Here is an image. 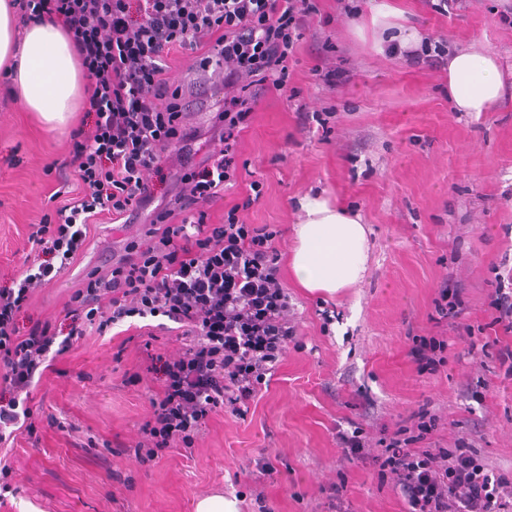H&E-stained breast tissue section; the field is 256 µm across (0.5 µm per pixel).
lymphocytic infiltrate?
<instances>
[{
  "mask_svg": "<svg viewBox=\"0 0 512 512\" xmlns=\"http://www.w3.org/2000/svg\"><path fill=\"white\" fill-rule=\"evenodd\" d=\"M20 23L51 16L71 41L91 92L89 121L71 134L69 164L77 188L32 225L27 242L35 272L0 285V446L34 435L29 407L37 376L53 352H65L89 331L105 333L125 319L164 317L186 337L176 357L148 354L146 369L161 383L150 399L140 438L128 456L141 465L174 447L192 448L213 414L246 415L297 333L278 265L277 231L247 224L261 185L231 206L222 221L212 207L236 181L235 147L266 84L283 88L288 59L318 13L317 0H10ZM193 52L224 70L212 150L193 161L197 133L171 80L176 55ZM176 153H169L170 145ZM165 204L154 209L157 192ZM155 215L144 237L87 276L60 322L20 324L32 293L55 278L87 246L91 225L133 223ZM438 335L415 338L407 353L418 374L444 362L446 336L458 331L457 290L440 289ZM419 414L415 433L381 438L375 456L392 476L405 512H500L512 496V474L480 459L466 441L453 448H417L436 428Z\"/></svg>",
  "mask_w": 512,
  "mask_h": 512,
  "instance_id": "lymphocytic-infiltrate-1",
  "label": "lymphocytic infiltrate"
}]
</instances>
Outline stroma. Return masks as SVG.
Returning a JSON list of instances; mask_svg holds the SVG:
<instances>
[{
    "instance_id": "1",
    "label": "stroma",
    "mask_w": 512,
    "mask_h": 512,
    "mask_svg": "<svg viewBox=\"0 0 512 512\" xmlns=\"http://www.w3.org/2000/svg\"><path fill=\"white\" fill-rule=\"evenodd\" d=\"M403 9L402 23L420 41L449 49L478 46L500 63L504 92L490 111L457 112L448 97V68L374 49L373 6ZM512 0H467L443 16L427 0H319L289 62L288 87L269 90L236 150L244 165L213 212L240 202L247 184L263 193L241 212L248 224L278 230L288 256L300 220L298 200L324 193L358 213L370 230L365 279L336 297L281 279L296 313L298 341L289 345L267 387L245 417L213 415L192 450L170 449L142 466L126 453L139 439L149 398L160 382L145 370L147 352L182 351L181 338L157 319L130 318L128 332L84 337L54 361L30 403L37 439L18 435L0 447L13 494L0 512H195L221 492L239 512H327L344 485L345 512H403L374 463L343 458L336 438L346 421L370 438L412 423L420 408L437 414L433 444L470 439L478 456L512 470V370L498 358L512 335L496 337L490 297L512 273ZM336 71L334 85L323 76ZM328 115L330 134L298 106ZM69 131L47 132L33 113L0 92V271L22 274L32 263L26 239L71 190ZM152 219L91 226L79 258L33 292L27 314L54 319L89 273L141 236ZM463 300L474 337L449 336L435 374H418L405 353L435 332L434 300L446 277ZM141 372L139 384H127ZM65 429L47 426L48 416ZM274 467L259 477L258 462Z\"/></svg>"
}]
</instances>
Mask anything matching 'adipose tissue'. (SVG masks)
<instances>
[{"mask_svg": "<svg viewBox=\"0 0 512 512\" xmlns=\"http://www.w3.org/2000/svg\"><path fill=\"white\" fill-rule=\"evenodd\" d=\"M76 53L63 29L45 19L20 25L7 0H0V65L12 63L13 83L27 111L47 130L67 123L81 93ZM494 55L464 48L448 58V96L458 112H485L503 96ZM289 268L296 283L330 296L359 284L368 271V230L359 215L319 195L299 201Z\"/></svg>", "mask_w": 512, "mask_h": 512, "instance_id": "obj_1", "label": "adipose tissue"}]
</instances>
